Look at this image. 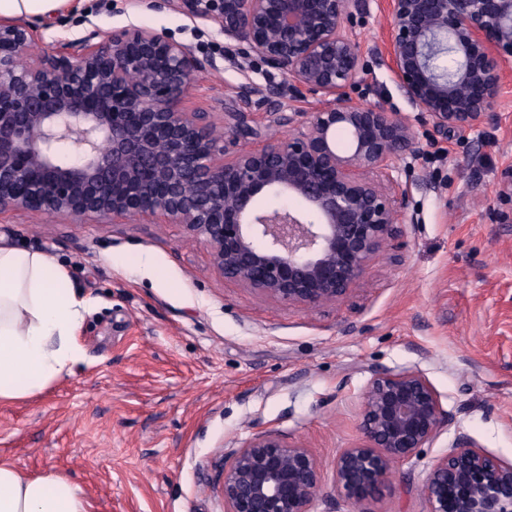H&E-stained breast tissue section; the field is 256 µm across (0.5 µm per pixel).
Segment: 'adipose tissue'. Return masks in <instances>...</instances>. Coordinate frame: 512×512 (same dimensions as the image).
Wrapping results in <instances>:
<instances>
[{
    "label": "adipose tissue",
    "instance_id": "1",
    "mask_svg": "<svg viewBox=\"0 0 512 512\" xmlns=\"http://www.w3.org/2000/svg\"><path fill=\"white\" fill-rule=\"evenodd\" d=\"M89 306L68 270L46 254L0 242V401L42 391L83 362L77 336ZM64 476L0 461V512H89Z\"/></svg>",
    "mask_w": 512,
    "mask_h": 512
}]
</instances>
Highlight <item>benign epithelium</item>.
Instances as JSON below:
<instances>
[{
  "label": "benign epithelium",
  "instance_id": "7a95c632",
  "mask_svg": "<svg viewBox=\"0 0 512 512\" xmlns=\"http://www.w3.org/2000/svg\"><path fill=\"white\" fill-rule=\"evenodd\" d=\"M221 25L267 67L322 96L310 112L266 89L269 124L288 137L228 155L226 143L259 139L245 79L223 107L228 141L207 112L182 102L215 67L163 32L96 31L40 54L25 22L0 21V209L50 218L147 215L180 224L210 251L224 278L306 308L345 298L397 235L407 191L393 173L415 154L408 116L362 106L348 94L363 70L350 26L365 0H178ZM387 68L412 106L445 139L489 125L512 62V0H384ZM452 52L443 73L437 59ZM348 145L338 149V133ZM76 151L67 159L68 149ZM265 195L294 201L262 209ZM454 424L417 369L373 374L363 395L362 440L334 463L339 496L357 512L395 467ZM224 512H314L320 464L297 441L257 432L222 454ZM428 512H512V463L460 433L421 489Z\"/></svg>",
  "mask_w": 512,
  "mask_h": 512
}]
</instances>
